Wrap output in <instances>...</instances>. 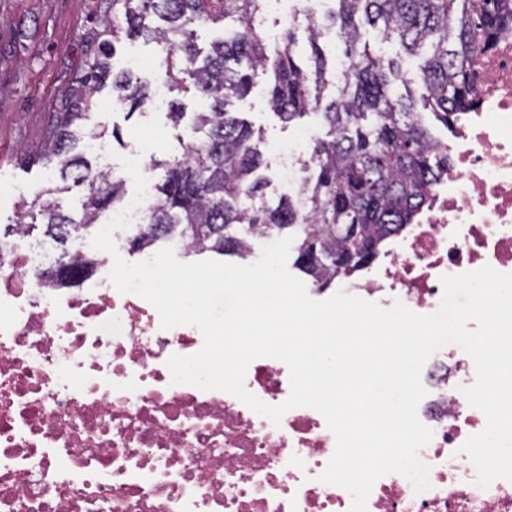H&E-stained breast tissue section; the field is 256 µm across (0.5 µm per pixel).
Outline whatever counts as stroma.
Listing matches in <instances>:
<instances>
[{
  "mask_svg": "<svg viewBox=\"0 0 512 512\" xmlns=\"http://www.w3.org/2000/svg\"><path fill=\"white\" fill-rule=\"evenodd\" d=\"M108 8L107 0H0V190L6 192L0 199V235L36 194L59 183L57 167L33 162L32 154L44 139L48 113L63 107L65 90L93 56L95 20ZM232 109L268 145L295 141L305 131L316 137L325 133L312 114L282 122L260 86ZM151 116L145 108L130 114L114 107L111 88L98 93L84 126L87 135L102 138L107 151L86 152L92 167L122 174L120 157L138 153L130 127Z\"/></svg>",
  "mask_w": 512,
  "mask_h": 512,
  "instance_id": "1",
  "label": "stroma"
}]
</instances>
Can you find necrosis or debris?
<instances>
[{
  "mask_svg": "<svg viewBox=\"0 0 512 512\" xmlns=\"http://www.w3.org/2000/svg\"><path fill=\"white\" fill-rule=\"evenodd\" d=\"M472 74L474 110L433 140L447 171L346 293L431 314L442 276L512 273V28ZM89 256L93 269L41 283L51 258L26 228L0 243V512H349L350 493L318 480L336 447L318 411L294 408L276 425L228 393L172 383L167 359L196 353L200 331L161 329L149 302L113 286L111 256ZM475 378L456 344L429 358L418 417L433 432L419 451L430 487L385 475L367 512H512V481L479 488L461 451L486 426L461 392ZM245 386L281 404L289 369L255 359Z\"/></svg>",
  "mask_w": 512,
  "mask_h": 512,
  "instance_id": "obj_1",
  "label": "necrosis or debris"
}]
</instances>
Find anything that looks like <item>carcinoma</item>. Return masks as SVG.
Here are the masks:
<instances>
[{"mask_svg":"<svg viewBox=\"0 0 512 512\" xmlns=\"http://www.w3.org/2000/svg\"><path fill=\"white\" fill-rule=\"evenodd\" d=\"M335 7L306 25H288L280 42L265 34L267 0H112L99 19L106 39L85 65L79 84L69 89V105L49 118L48 135L33 160L58 167L61 181L85 185L83 212L75 219L56 198L62 187L46 190L32 206L44 215L45 236L63 244L87 232L126 196L125 182L95 169L76 152L84 132L81 121L107 80L116 102L129 111L150 101L148 82L129 70L109 68L121 34L165 49L161 79L183 92L208 100L194 113L199 139L181 152L147 166L162 172L154 185L144 232L129 239L136 253L159 242L178 243L187 254L212 251L246 258L249 235L294 236L295 267L313 284L326 288L340 276L369 266L386 237L411 223L430 198L448 157L431 145L433 137L417 108L444 126L453 114L474 107L470 63L512 22L504 0H330ZM233 19L237 27L200 57L194 27ZM336 28L349 69L327 100L329 64L320 46L321 29ZM397 44L398 55L420 56L421 88L414 92L400 60L374 55L367 29ZM310 47L308 63L296 57L299 38ZM401 83L405 93L395 94ZM262 84L269 108L291 123L319 111L326 128L295 192L276 201L266 198V177L259 174L262 154L254 131L235 113L232 101ZM350 255L354 262L337 259ZM62 252L55 259V280L65 283L86 271Z\"/></svg>","mask_w":512,"mask_h":512,"instance_id":"carcinoma-1","label":"carcinoma"}]
</instances>
